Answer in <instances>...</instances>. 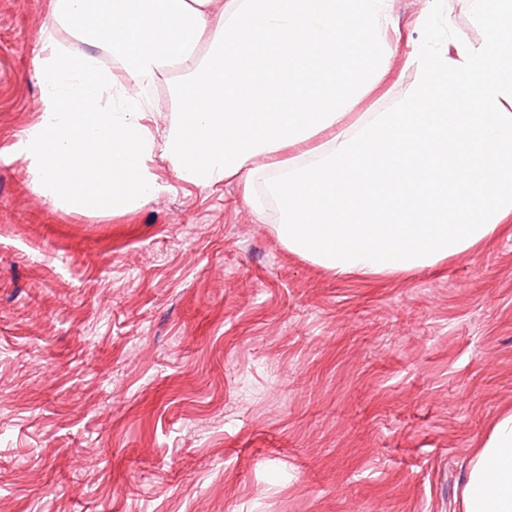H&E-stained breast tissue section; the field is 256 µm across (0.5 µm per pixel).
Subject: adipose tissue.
<instances>
[{
    "mask_svg": "<svg viewBox=\"0 0 512 512\" xmlns=\"http://www.w3.org/2000/svg\"><path fill=\"white\" fill-rule=\"evenodd\" d=\"M388 0H50L38 35V121L14 151L40 193L84 213L142 207L164 189L149 162L217 185L264 163L280 203L276 234L294 254L340 275H391L464 257L512 228V0H472L480 47L456 36L412 52L419 72L398 111L344 127L385 72ZM363 66L332 69L339 95L297 97L300 63L337 46ZM124 62L104 69L99 50ZM168 86L162 130L140 90ZM328 140L315 144L318 135ZM296 156L281 160L285 149ZM461 512H512V411L482 440Z\"/></svg>",
    "mask_w": 512,
    "mask_h": 512,
    "instance_id": "1",
    "label": "adipose tissue"
}]
</instances>
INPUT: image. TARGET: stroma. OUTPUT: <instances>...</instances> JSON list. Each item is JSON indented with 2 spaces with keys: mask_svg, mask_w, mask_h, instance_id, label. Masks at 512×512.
<instances>
[{
  "mask_svg": "<svg viewBox=\"0 0 512 512\" xmlns=\"http://www.w3.org/2000/svg\"><path fill=\"white\" fill-rule=\"evenodd\" d=\"M47 0H0V512H460L512 410V237L437 267L340 276L278 239L264 171L175 179L87 216L11 149L38 119ZM471 0H390L393 112ZM251 181L254 203L243 199Z\"/></svg>",
  "mask_w": 512,
  "mask_h": 512,
  "instance_id": "35a3bbf8",
  "label": "stroma"
}]
</instances>
